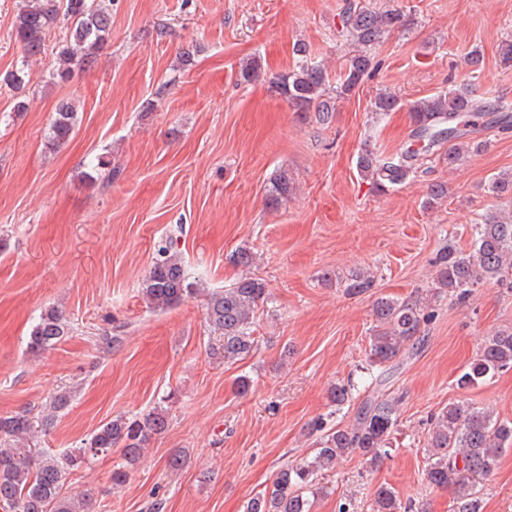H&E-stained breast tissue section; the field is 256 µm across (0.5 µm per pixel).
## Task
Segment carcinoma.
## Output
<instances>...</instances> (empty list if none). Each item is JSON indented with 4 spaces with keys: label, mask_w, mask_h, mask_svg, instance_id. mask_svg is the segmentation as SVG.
<instances>
[{
    "label": "carcinoma",
    "mask_w": 512,
    "mask_h": 512,
    "mask_svg": "<svg viewBox=\"0 0 512 512\" xmlns=\"http://www.w3.org/2000/svg\"><path fill=\"white\" fill-rule=\"evenodd\" d=\"M70 23L63 41L55 49L50 79L65 83L74 69L88 64L106 44L112 31V14L99 0H25L13 23L11 37L20 44L24 57L45 53L46 39L57 24ZM340 37L354 46L342 70L331 78L328 71L308 60L307 47L297 44L295 66L269 81V88L282 96L297 112H313L316 120L327 122L337 103L348 98L377 70L374 50L394 32L407 31L410 16L394 7L373 10L363 0H344L340 13ZM261 66L252 60L240 67L239 81L259 79ZM30 82L21 66L0 78V83L19 91ZM404 110L412 125L411 136L419 148H407L394 156H385L369 141L356 157L359 175L369 181L373 192L386 194L415 179L422 153L444 149L440 159L452 167L465 156L485 146L471 138L479 121L509 131L512 114L501 101L476 94L471 83L454 85L432 96L406 101L396 94L381 93L372 111L378 116ZM77 110L72 100L58 102L48 132V142H67L76 127ZM292 189L287 172L274 175L267 189V201L279 204ZM490 194L512 195V173H503L488 186ZM448 199V186L433 182L428 186L424 206L433 208ZM471 244L463 251L448 244L436 258V290L461 302L472 296L475 286L493 280L512 290V210L506 215H489L471 227ZM373 287L369 272L357 271L346 277L344 288L350 295L363 294ZM197 292L190 281L182 258L169 240L157 249L156 257L141 287V295L152 310L165 311L179 305L185 296ZM266 298L263 281L242 276L230 287L206 295L204 316L213 333L210 355L226 362L246 358L256 349L252 336L255 309ZM376 329L370 336L368 362L381 369L409 346L423 340L422 325L433 318V311L419 300L399 301L379 297L373 304ZM68 334L62 311L55 307L42 310L30 331L27 350L31 354L46 351ZM512 369V329L500 330L481 347L476 357L460 373L456 384L461 389L475 387L487 378ZM352 399L351 384L337 383L328 391V400L336 407ZM70 403L69 392L55 394L42 414L22 410L0 416V512H88L90 500L65 492L69 476L88 465L98 455L120 450L122 466L112 473V482L121 485L129 469L140 460L151 439L164 433L168 413L157 407L133 418L117 417L98 427L80 448L58 454L34 445L40 433L49 431ZM399 399L377 392L361 403L353 423L344 428H329L325 419L311 424L320 433L315 455L278 470L268 488L252 498L246 512H312L315 498L322 492L319 476L333 468L345 456L359 454L375 467L390 447L398 421ZM512 449V421L501 420L492 411L471 405L450 403L434 419L427 438L429 484L455 490V512H481L479 481L498 467L503 453ZM377 512H401V500L392 488L376 491Z\"/></svg>",
    "instance_id": "obj_1"
}]
</instances>
